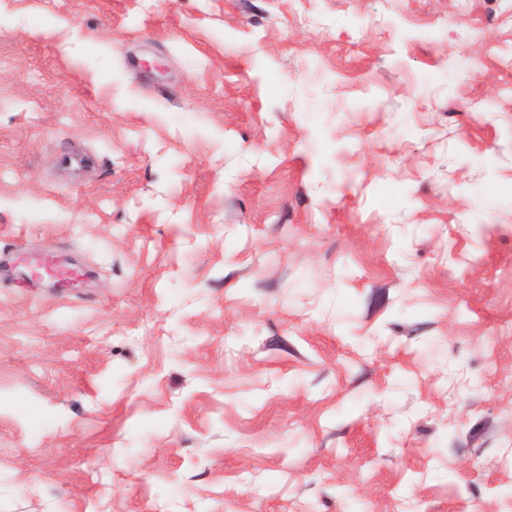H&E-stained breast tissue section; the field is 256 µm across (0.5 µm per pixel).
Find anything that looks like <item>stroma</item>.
<instances>
[{"label": "stroma", "mask_w": 512, "mask_h": 512, "mask_svg": "<svg viewBox=\"0 0 512 512\" xmlns=\"http://www.w3.org/2000/svg\"><path fill=\"white\" fill-rule=\"evenodd\" d=\"M0 512H512V0H0Z\"/></svg>", "instance_id": "35a3bbf8"}]
</instances>
